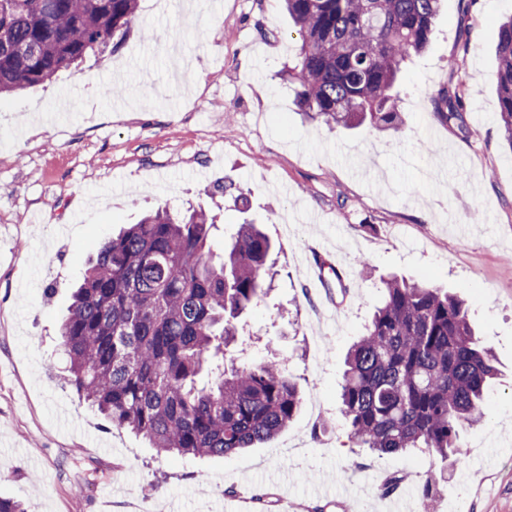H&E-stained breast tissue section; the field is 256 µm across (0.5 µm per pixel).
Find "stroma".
<instances>
[{"mask_svg": "<svg viewBox=\"0 0 512 512\" xmlns=\"http://www.w3.org/2000/svg\"><path fill=\"white\" fill-rule=\"evenodd\" d=\"M138 13L118 52L0 99V497L26 512H423L408 471L443 462L352 451L340 413L346 352L397 275L463 297L499 371L434 512H512V149L496 54L512 0H441L400 75L398 133L304 119L281 77L299 44L281 0H139ZM448 86L465 130L435 109ZM161 206L215 214V256L244 222L272 244L275 281L239 318L233 356L276 355L302 404L231 457L159 454L51 367L90 257ZM317 254L341 263L344 288H311ZM374 475L401 478L397 493Z\"/></svg>", "mask_w": 512, "mask_h": 512, "instance_id": "stroma-1", "label": "stroma"}]
</instances>
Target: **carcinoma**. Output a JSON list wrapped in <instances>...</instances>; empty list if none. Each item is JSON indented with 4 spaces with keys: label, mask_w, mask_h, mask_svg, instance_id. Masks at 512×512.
Segmentation results:
<instances>
[{
    "label": "carcinoma",
    "mask_w": 512,
    "mask_h": 512,
    "mask_svg": "<svg viewBox=\"0 0 512 512\" xmlns=\"http://www.w3.org/2000/svg\"><path fill=\"white\" fill-rule=\"evenodd\" d=\"M300 46L283 72L312 120L398 132L402 64L428 46L441 0H283ZM138 0H0V96L45 84L90 52L117 51ZM499 121L512 149V18L498 27ZM466 130L460 89L435 98ZM216 217L159 208L103 241L60 325L67 381L112 424L159 454L229 456L288 427L301 393L277 361L227 357L237 320L270 290V242L238 226L224 256ZM349 349L340 412L352 447L419 450L454 467L462 431L486 416L497 378L463 299L392 277Z\"/></svg>",
    "instance_id": "obj_1"
}]
</instances>
